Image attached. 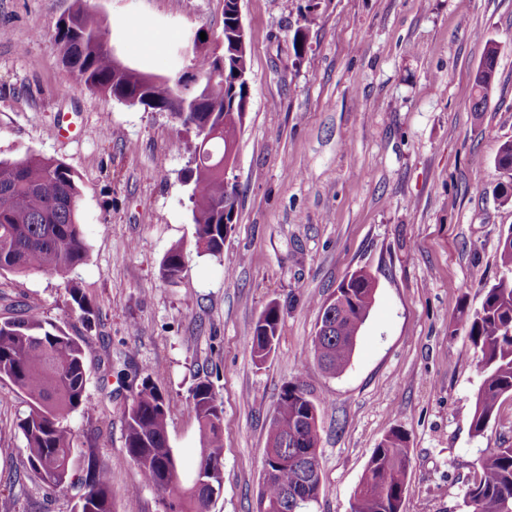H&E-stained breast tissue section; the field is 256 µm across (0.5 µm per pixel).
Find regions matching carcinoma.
<instances>
[{
	"mask_svg": "<svg viewBox=\"0 0 512 512\" xmlns=\"http://www.w3.org/2000/svg\"><path fill=\"white\" fill-rule=\"evenodd\" d=\"M318 10L307 6L302 25L295 31V56L305 43L304 30L315 25ZM55 44L67 72L63 90L87 89L119 100L137 95L147 105L170 113L179 124L178 134L188 147L203 145L204 157L189 169L194 188L191 202L197 249L218 254L224 247V207L235 209L237 185L224 186V153L236 144L244 122L240 104L248 93L234 71L249 67L231 60L226 75L214 76L218 57L208 52L195 56L193 68L201 83L189 90L182 78L169 75L150 81L151 74L135 68L119 70L112 60L100 22L88 0L57 25ZM498 49L486 44L487 67L474 76L471 110H485L488 91L496 74ZM82 191L77 176L64 162L31 150L15 158H0V273H40L63 276L81 264L87 254L83 224L79 220ZM500 267L511 274L486 289L481 307L467 317L465 328L476 349L483 381L470 413V428L484 433L500 401L512 396V230L502 239ZM186 265L182 245L167 251L160 268L163 279L176 280ZM371 274L359 269L336 287L345 309L328 318L326 302L318 317L329 324L328 333L315 335L312 348L319 366L328 374L349 365L357 337L374 302ZM69 302L89 318L92 308L76 285L68 288ZM279 309L269 304L256 321L251 354L262 363L274 345ZM0 381H8L27 399L28 411L17 423L25 441L26 472L55 488L79 486L77 512H114L111 476L107 468L89 461L76 473L72 459L73 434L67 424L76 410L89 411L94 402L87 389L86 353L83 346L51 321L17 315L0 321ZM198 425L202 457L195 476L199 486L181 487L176 459L169 446V401L153 382L142 378L125 409L127 457L143 481L167 500V512H208L210 485L221 486L222 473H209L223 464V407L210 383L192 390L189 405ZM318 417L315 403L300 382L283 386L274 415L268 422L263 464L286 458L270 481L261 484L259 498L270 503L292 496L286 512H307L321 490L319 432L293 430V426ZM410 457L405 435L391 431L375 448L363 473L352 512H399L406 490ZM465 504L470 512H512V447L492 448L480 459V476L468 488Z\"/></svg>",
	"mask_w": 512,
	"mask_h": 512,
	"instance_id": "carcinoma-1",
	"label": "carcinoma"
}]
</instances>
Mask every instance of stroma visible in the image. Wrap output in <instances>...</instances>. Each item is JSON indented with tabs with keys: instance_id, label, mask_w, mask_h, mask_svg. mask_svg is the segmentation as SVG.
<instances>
[{
	"instance_id": "1",
	"label": "stroma",
	"mask_w": 512,
	"mask_h": 512,
	"mask_svg": "<svg viewBox=\"0 0 512 512\" xmlns=\"http://www.w3.org/2000/svg\"><path fill=\"white\" fill-rule=\"evenodd\" d=\"M308 0H240L250 98L233 175L240 190L220 255L198 253L190 154L165 112L86 90L63 93L54 42L77 0H0V156L31 149L79 177L87 257L67 277L0 274L11 304L62 326L86 351L92 411L73 412L77 468L111 474L115 512H165L126 458L123 412L146 373L170 402L181 478L200 460L192 390L209 381L224 409L222 486L209 512H257L266 427L281 387L300 380L318 407L322 488L309 512H350L375 448L400 429L410 469L400 512H466L488 449L512 446V397L484 435L468 418L482 374L460 308H480L502 275L512 202L494 160L512 141V0H321L302 54L292 38ZM130 66L192 73L191 35L224 31V0H91ZM499 46L485 111H472L487 41ZM86 125L59 133L60 115ZM182 244L176 283L161 261ZM363 268L375 299L347 369L311 350L318 305ZM77 283L94 314L66 293ZM277 341L256 362L249 336L270 303ZM24 395L0 381V512H75L78 489L17 484Z\"/></svg>"
}]
</instances>
